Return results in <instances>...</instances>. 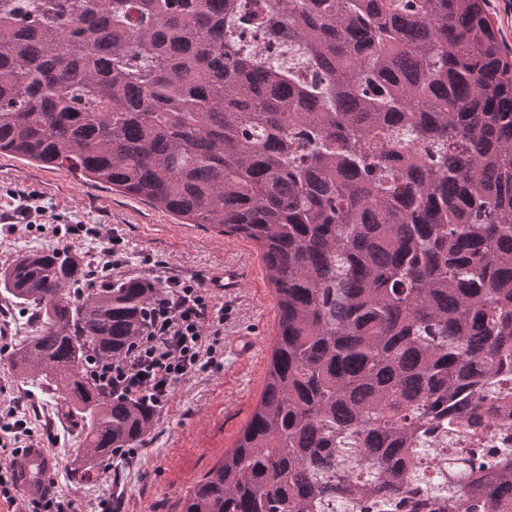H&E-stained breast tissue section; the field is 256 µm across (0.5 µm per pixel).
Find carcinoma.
<instances>
[{
    "label": "carcinoma",
    "mask_w": 512,
    "mask_h": 512,
    "mask_svg": "<svg viewBox=\"0 0 512 512\" xmlns=\"http://www.w3.org/2000/svg\"><path fill=\"white\" fill-rule=\"evenodd\" d=\"M485 2L0 0V155L253 241L275 288L260 401L180 512H512V448L423 466L512 391V54ZM84 271L0 268L35 315L12 366L86 422L82 477L156 415L85 364L157 288L74 298Z\"/></svg>",
    "instance_id": "1"
}]
</instances>
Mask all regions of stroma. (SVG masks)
Wrapping results in <instances>:
<instances>
[{"mask_svg":"<svg viewBox=\"0 0 512 512\" xmlns=\"http://www.w3.org/2000/svg\"><path fill=\"white\" fill-rule=\"evenodd\" d=\"M37 191L41 205L64 219L109 224L124 239L125 274L152 279V265L171 273L211 279L225 268L240 272L237 288L223 296L224 361L179 382L169 404L158 410L152 430L133 462H113L87 479L73 477L70 453L81 447L82 427L59 410L56 395L32 386L0 354V374L29 410L53 417L61 466L51 490L73 500L75 512H177L189 487L219 464L260 400L276 329V294L253 242L224 236L198 224H183L151 203L85 182L69 172L0 156V214L14 200L4 188ZM120 499H113V492Z\"/></svg>","mask_w":512,"mask_h":512,"instance_id":"1","label":"stroma"}]
</instances>
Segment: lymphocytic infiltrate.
<instances>
[{"label":"lymphocytic infiltrate","mask_w":512,"mask_h":512,"mask_svg":"<svg viewBox=\"0 0 512 512\" xmlns=\"http://www.w3.org/2000/svg\"><path fill=\"white\" fill-rule=\"evenodd\" d=\"M39 195L30 191L20 196L14 221L0 223V235L12 236L20 230L39 229L63 238L65 233L83 235L92 245L87 272L77 285V296L89 295L105 287L125 264L122 238L115 228L81 223L62 228L59 216L39 205ZM146 327L120 358H98L87 367L89 378L101 386L144 400L156 408L170 401L182 379L221 363L224 359V310L203 279L193 276L163 275L160 291L145 309ZM30 411L22 397L9 394L0 385V500L16 502L12 467L24 449L51 435L52 421L40 429L29 425Z\"/></svg>","instance_id":"lymphocytic-infiltrate-1"}]
</instances>
